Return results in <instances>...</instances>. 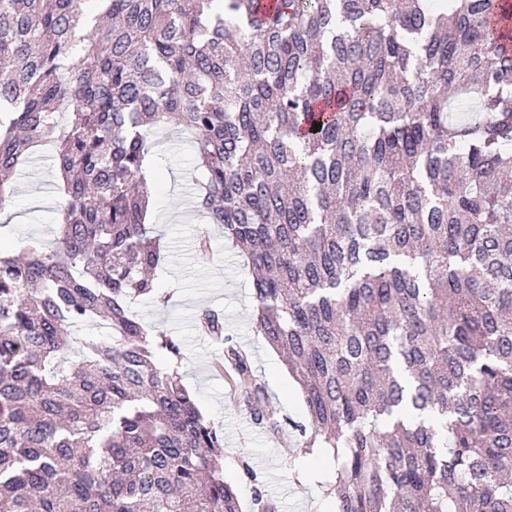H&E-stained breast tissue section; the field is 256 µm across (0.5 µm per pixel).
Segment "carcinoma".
Masks as SVG:
<instances>
[{"mask_svg": "<svg viewBox=\"0 0 512 512\" xmlns=\"http://www.w3.org/2000/svg\"><path fill=\"white\" fill-rule=\"evenodd\" d=\"M512 0H0V210L52 150L61 231L0 254V512H242L159 306L146 134L243 252L336 512H512ZM61 114L66 123L59 122ZM102 319L109 335L73 333ZM239 406L279 410L224 318Z\"/></svg>", "mask_w": 512, "mask_h": 512, "instance_id": "cac0c4a2", "label": "carcinoma"}]
</instances>
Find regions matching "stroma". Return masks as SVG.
Here are the masks:
<instances>
[{
    "label": "stroma",
    "mask_w": 512,
    "mask_h": 512,
    "mask_svg": "<svg viewBox=\"0 0 512 512\" xmlns=\"http://www.w3.org/2000/svg\"><path fill=\"white\" fill-rule=\"evenodd\" d=\"M148 141L154 170L149 221L162 246L156 286L170 293L171 300L160 307L138 298L132 311L178 344L183 382L224 437V478L237 487L243 512H253L257 484L278 501L280 512H334L328 490L335 482L337 463L325 449L305 455L297 447L294 426L306 422V406L280 355L254 331L251 276L244 258L215 224L210 227L209 252L197 249L200 224L193 206L191 137L176 127L161 126L153 128ZM10 184L11 203L0 212V249L18 254L30 241L50 244L60 226L54 220L59 176L49 151L36 147ZM204 308L221 313L233 340L250 352L258 378L286 420L279 433L256 425L230 397L223 376L214 371L221 349L198 329L196 317ZM247 465L255 479L244 475Z\"/></svg>",
    "instance_id": "stroma-1"
}]
</instances>
